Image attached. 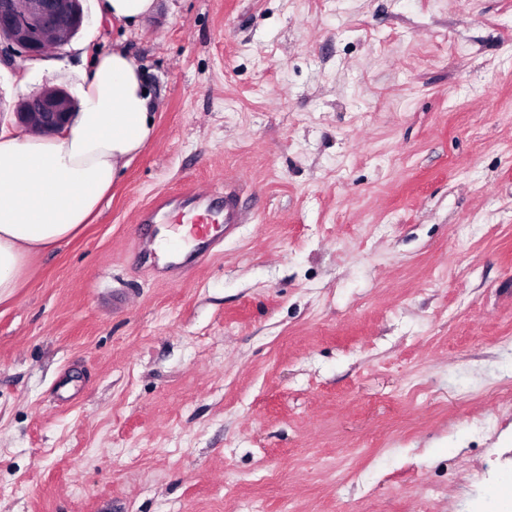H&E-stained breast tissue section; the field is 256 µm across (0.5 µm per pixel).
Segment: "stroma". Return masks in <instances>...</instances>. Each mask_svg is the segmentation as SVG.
<instances>
[{"instance_id":"1","label":"stroma","mask_w":512,"mask_h":512,"mask_svg":"<svg viewBox=\"0 0 512 512\" xmlns=\"http://www.w3.org/2000/svg\"><path fill=\"white\" fill-rule=\"evenodd\" d=\"M0 64L141 66L155 132L0 305V512H481L512 481V0H156ZM236 182L202 266L141 212Z\"/></svg>"}]
</instances>
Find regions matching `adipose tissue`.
I'll return each mask as SVG.
<instances>
[{
    "instance_id": "obj_1",
    "label": "adipose tissue",
    "mask_w": 512,
    "mask_h": 512,
    "mask_svg": "<svg viewBox=\"0 0 512 512\" xmlns=\"http://www.w3.org/2000/svg\"><path fill=\"white\" fill-rule=\"evenodd\" d=\"M76 92L60 132L0 131V303L25 286L36 257L89 223L154 134L153 93L126 51L93 56Z\"/></svg>"
}]
</instances>
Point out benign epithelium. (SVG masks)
I'll use <instances>...</instances> for the list:
<instances>
[{
    "mask_svg": "<svg viewBox=\"0 0 512 512\" xmlns=\"http://www.w3.org/2000/svg\"><path fill=\"white\" fill-rule=\"evenodd\" d=\"M85 14L81 0H0V61L34 59L60 49L80 31ZM72 112V99L62 88L22 97L10 111L25 130L53 132Z\"/></svg>",
    "mask_w": 512,
    "mask_h": 512,
    "instance_id": "1",
    "label": "benign epithelium"
}]
</instances>
